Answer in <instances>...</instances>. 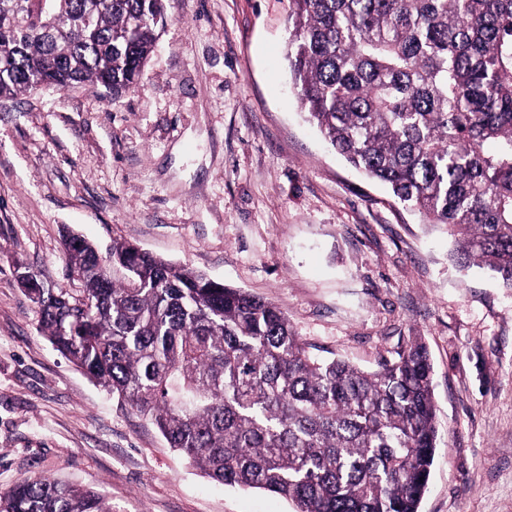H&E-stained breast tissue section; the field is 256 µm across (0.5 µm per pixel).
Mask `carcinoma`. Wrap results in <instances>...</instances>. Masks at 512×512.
Listing matches in <instances>:
<instances>
[{
	"mask_svg": "<svg viewBox=\"0 0 512 512\" xmlns=\"http://www.w3.org/2000/svg\"><path fill=\"white\" fill-rule=\"evenodd\" d=\"M0 0V98L43 82L134 90L163 0H55L53 34ZM286 57L309 121L354 168L442 224L462 269L512 288V0H288ZM83 288H32L52 347L212 480L295 512H419L437 450L415 341L374 372L313 357L272 303L132 245L65 240ZM0 512H112L21 479Z\"/></svg>",
	"mask_w": 512,
	"mask_h": 512,
	"instance_id": "carcinoma-1",
	"label": "carcinoma"
}]
</instances>
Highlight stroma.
Masks as SVG:
<instances>
[{"mask_svg": "<svg viewBox=\"0 0 512 512\" xmlns=\"http://www.w3.org/2000/svg\"><path fill=\"white\" fill-rule=\"evenodd\" d=\"M137 88L0 99V492L30 476L112 512H294L225 487L54 350L20 285L79 288L64 228L273 303L365 371L426 343L440 443L420 512H512V290L337 155L301 112L288 0H164Z\"/></svg>", "mask_w": 512, "mask_h": 512, "instance_id": "1", "label": "stroma"}]
</instances>
